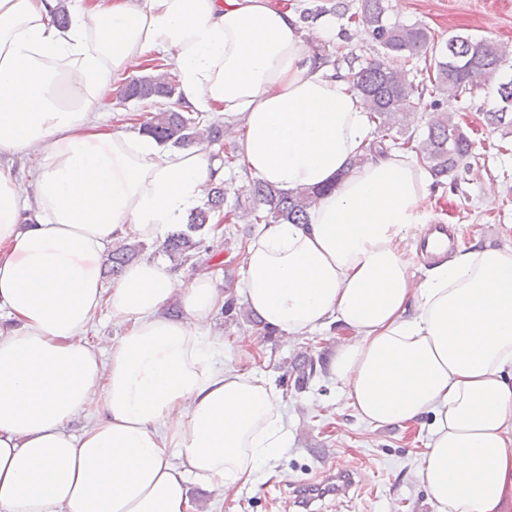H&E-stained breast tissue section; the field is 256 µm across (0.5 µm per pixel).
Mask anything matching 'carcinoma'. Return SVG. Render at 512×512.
I'll return each instance as SVG.
<instances>
[{"instance_id":"1","label":"carcinoma","mask_w":512,"mask_h":512,"mask_svg":"<svg viewBox=\"0 0 512 512\" xmlns=\"http://www.w3.org/2000/svg\"><path fill=\"white\" fill-rule=\"evenodd\" d=\"M350 0H331V6L300 12V21L308 24L320 14L331 10L345 16L352 14L372 40L379 53L366 63L358 58L344 57L347 77L362 101L371 122L375 125L376 141L368 147L370 153L388 149H413L434 176L435 184H443L448 174L456 171L473 151L474 142L455 121L448 103L462 98L474 99L483 89V79L489 75L512 70V52L483 38L452 35L442 45L435 44L430 30L421 24L403 25L388 22L384 0H358L355 12H350ZM439 53L428 77L417 82L410 78L418 70L420 56ZM175 78L159 72L131 79L124 86L121 99L150 101L157 110L142 123V131L162 144L185 148L200 143H221L231 135L220 121L201 116L185 115L174 99ZM499 105L483 113L490 126L512 128V76L504 78L497 87ZM430 110L427 135L419 140L409 131L411 114L417 106ZM229 188L224 182L211 185L207 200L189 217L185 228L175 231L162 242L163 251L181 265L196 267L197 250L202 240L196 234L203 231L217 214L231 216L224 210ZM247 200L252 204L249 213L253 223H308L307 210L315 193H288L262 181L246 187ZM143 247L126 237L107 254L112 278L120 276L127 265L137 260ZM317 361L308 351L297 353L289 366V376L295 388L301 390L317 374Z\"/></svg>"}]
</instances>
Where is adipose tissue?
Here are the masks:
<instances>
[{"instance_id":"1","label":"adipose tissue","mask_w":512,"mask_h":512,"mask_svg":"<svg viewBox=\"0 0 512 512\" xmlns=\"http://www.w3.org/2000/svg\"><path fill=\"white\" fill-rule=\"evenodd\" d=\"M0 0V512H200L289 451L283 394L227 368L213 333L229 293L275 335L343 331L326 367L378 428L430 416L417 476L431 512L512 505V250L459 249L413 282L402 243L430 223L412 152L365 157L374 127L343 71L273 0ZM164 53L183 108L230 125L237 164L285 192L317 190L305 224H266L242 280H184L148 258L105 286L128 234L162 241L224 168L94 113L114 81ZM178 301L183 313L162 310ZM123 333H87L98 311ZM94 422L72 425L86 410Z\"/></svg>"}]
</instances>
